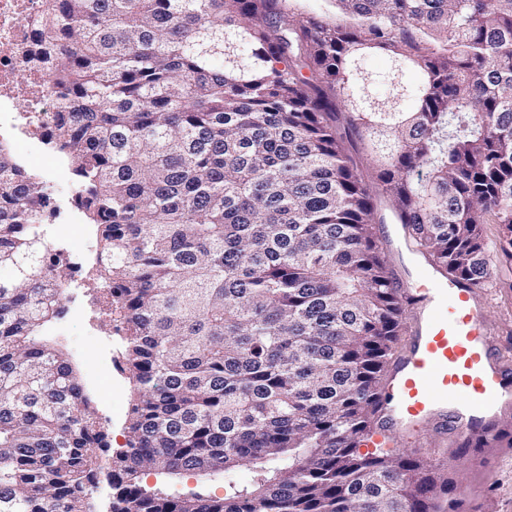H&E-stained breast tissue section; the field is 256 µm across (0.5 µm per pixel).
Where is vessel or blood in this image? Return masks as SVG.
I'll use <instances>...</instances> for the list:
<instances>
[{"label":"vessel or blood","mask_w":512,"mask_h":512,"mask_svg":"<svg viewBox=\"0 0 512 512\" xmlns=\"http://www.w3.org/2000/svg\"><path fill=\"white\" fill-rule=\"evenodd\" d=\"M399 294L414 311V338L395 362L370 446L417 442L431 426L498 444L496 419L512 404V368L490 339L484 288L463 281L436 287L420 277L402 283Z\"/></svg>","instance_id":"vessel-or-blood-1"}]
</instances>
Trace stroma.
Segmentation results:
<instances>
[{
    "label": "stroma",
    "mask_w": 512,
    "mask_h": 512,
    "mask_svg": "<svg viewBox=\"0 0 512 512\" xmlns=\"http://www.w3.org/2000/svg\"><path fill=\"white\" fill-rule=\"evenodd\" d=\"M9 150L39 180L75 181L67 158L49 147L35 149L18 142L10 144ZM374 206L376 234L389 272L398 281L415 275L417 259L399 249L408 227L397 223L387 198L375 197ZM498 231L495 224L482 227L490 259L485 314L501 354L512 361V261L497 247ZM63 294L75 305V316L52 320L41 335L69 355L107 435L109 446L101 454V467L88 491L86 508L88 512H111L112 488L107 474L115 451L126 443L133 383L120 366L123 342L112 332V308L103 297L95 263H88L82 280L67 284ZM426 442L427 461L447 469L456 485V512H512V457L491 458L483 447L473 443L463 446L456 437L445 438L437 432L429 433Z\"/></svg>",
    "instance_id": "1"
}]
</instances>
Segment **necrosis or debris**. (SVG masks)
I'll return each instance as SVG.
<instances>
[{
  "label": "necrosis or debris",
  "instance_id": "obj_1",
  "mask_svg": "<svg viewBox=\"0 0 512 512\" xmlns=\"http://www.w3.org/2000/svg\"><path fill=\"white\" fill-rule=\"evenodd\" d=\"M44 0H0V143L26 139L43 142L55 124L63 97L46 69L33 63L43 41L35 35L34 22ZM44 229L57 231L48 253L50 267L64 270L67 279L80 277L83 260L92 248L91 239L74 243L61 231L77 220L75 203L64 202L60 190H52L43 209Z\"/></svg>",
  "mask_w": 512,
  "mask_h": 512
}]
</instances>
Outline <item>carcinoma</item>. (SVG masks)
<instances>
[{
  "label": "carcinoma",
  "mask_w": 512,
  "mask_h": 512,
  "mask_svg": "<svg viewBox=\"0 0 512 512\" xmlns=\"http://www.w3.org/2000/svg\"><path fill=\"white\" fill-rule=\"evenodd\" d=\"M296 2L46 0L36 22L134 386L112 512H441L452 491L361 451L406 324L373 199L454 280L489 276L483 224L512 259V0H332L335 22ZM44 197L0 145V512H85L105 447L40 338L66 278ZM243 465L222 497L141 480ZM340 132L344 136V140L346 146L349 149V156L352 162L357 165L359 169L364 170V172L368 174V179L370 180L372 176V161L370 157L364 151H362L358 142V138L354 134L351 135V133H348L347 129L345 134L343 127L341 128Z\"/></svg>",
  "instance_id": "obj_1"
}]
</instances>
